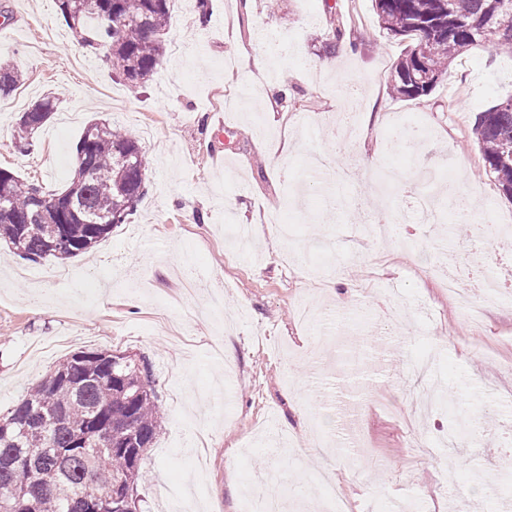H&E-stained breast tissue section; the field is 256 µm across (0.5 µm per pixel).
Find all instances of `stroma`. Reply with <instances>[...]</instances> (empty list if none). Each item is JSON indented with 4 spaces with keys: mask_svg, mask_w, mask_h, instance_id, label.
Segmentation results:
<instances>
[{
    "mask_svg": "<svg viewBox=\"0 0 512 512\" xmlns=\"http://www.w3.org/2000/svg\"><path fill=\"white\" fill-rule=\"evenodd\" d=\"M213 3L200 25L196 0H171L163 64L134 89L74 41L56 0H0V54L24 74L0 97V168L62 190L98 120L150 162L144 197L90 252L32 262L0 240V415L71 354L123 352L150 363L164 417L143 460L141 512H170L167 485L191 475L207 510L242 512L251 485L285 497L288 512H324L314 488L324 472L352 512H386L408 492L421 512H455L461 499L495 512L512 498V453L497 436L512 425V297L461 309L433 275L443 262L433 242L485 272L512 249L424 221L382 242L369 227L406 213L424 173L464 184L446 213L467 202L483 223L512 226V197L474 132L480 112L512 95V55L474 47L429 95L399 99L391 76L410 41L381 28L372 0ZM333 40L338 69L324 73ZM255 50L270 71L225 72ZM46 96L56 113L18 150L20 113ZM350 113L365 154L378 170L399 166L409 188L377 196L348 150ZM400 122L425 140L394 147ZM54 264L60 275L47 277ZM386 325L393 335L380 334ZM467 413L488 419L476 447L456 439ZM413 428L456 448L414 458ZM448 469L459 484L443 490Z\"/></svg>",
    "mask_w": 512,
    "mask_h": 512,
    "instance_id": "obj_1",
    "label": "stroma"
}]
</instances>
